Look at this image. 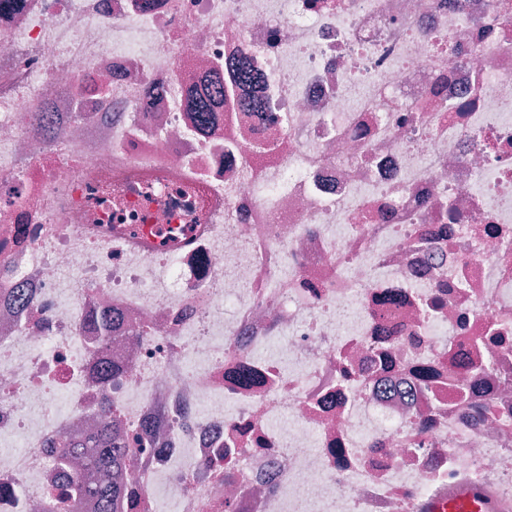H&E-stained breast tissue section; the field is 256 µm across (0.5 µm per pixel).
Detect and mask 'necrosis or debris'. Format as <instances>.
<instances>
[{"label":"necrosis or debris","mask_w":512,"mask_h":512,"mask_svg":"<svg viewBox=\"0 0 512 512\" xmlns=\"http://www.w3.org/2000/svg\"><path fill=\"white\" fill-rule=\"evenodd\" d=\"M488 4L0 0V512H47L78 475L58 441L107 415L139 478L117 512H419L469 485L512 512V22Z\"/></svg>","instance_id":"1"}]
</instances>
